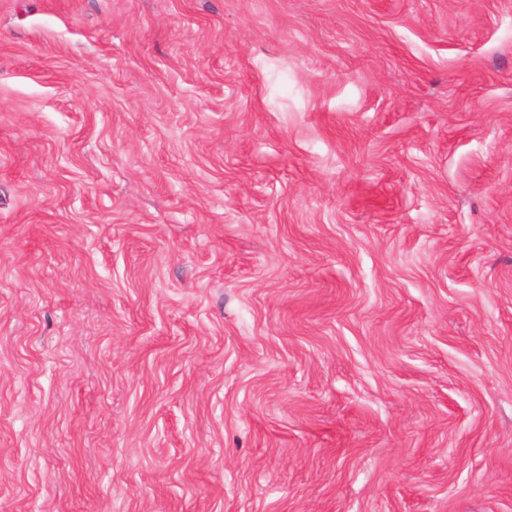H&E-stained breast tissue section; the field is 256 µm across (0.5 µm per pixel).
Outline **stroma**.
<instances>
[{"mask_svg":"<svg viewBox=\"0 0 512 512\" xmlns=\"http://www.w3.org/2000/svg\"><path fill=\"white\" fill-rule=\"evenodd\" d=\"M0 512H512V0H0Z\"/></svg>","mask_w":512,"mask_h":512,"instance_id":"1","label":"stroma"}]
</instances>
